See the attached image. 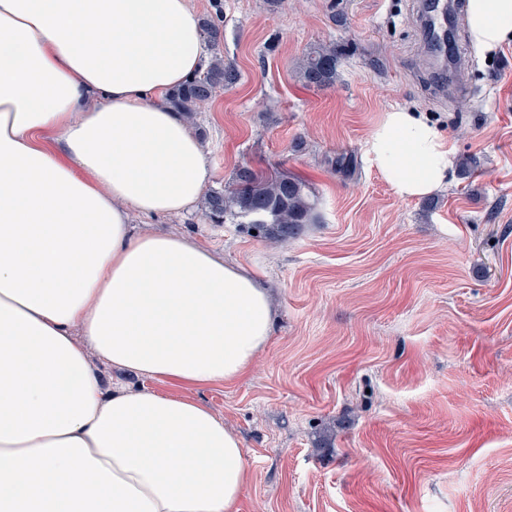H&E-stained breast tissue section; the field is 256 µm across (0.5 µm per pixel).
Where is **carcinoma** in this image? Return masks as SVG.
Masks as SVG:
<instances>
[{
    "mask_svg": "<svg viewBox=\"0 0 512 512\" xmlns=\"http://www.w3.org/2000/svg\"><path fill=\"white\" fill-rule=\"evenodd\" d=\"M214 12L202 18L212 56L193 78L166 94L169 107L189 121L224 87L237 80L233 63L220 50L224 11L221 0H213ZM341 51L332 42L313 48L303 63L307 81L319 87L336 81ZM204 215L214 224L242 217L259 236L285 244L297 238L305 226L318 223L317 203L305 180L288 173L266 174L247 166L235 175V187L226 192L211 190L204 196Z\"/></svg>",
    "mask_w": 512,
    "mask_h": 512,
    "instance_id": "obj_1",
    "label": "carcinoma"
}]
</instances>
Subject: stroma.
<instances>
[{
    "label": "stroma",
    "mask_w": 512,
    "mask_h": 512,
    "mask_svg": "<svg viewBox=\"0 0 512 512\" xmlns=\"http://www.w3.org/2000/svg\"><path fill=\"white\" fill-rule=\"evenodd\" d=\"M237 81L198 112L208 187L238 168L304 179L319 221L285 244L201 207L136 218L271 288L273 334L241 380L181 395L223 418L251 471L240 512H512V42L477 56L456 32L455 93L426 63L421 0H223ZM342 48L318 87L303 56ZM411 106L457 162L404 199L367 139Z\"/></svg>",
    "instance_id": "1"
}]
</instances>
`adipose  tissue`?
<instances>
[{"label":"adipose tissue","mask_w":512,"mask_h":512,"mask_svg":"<svg viewBox=\"0 0 512 512\" xmlns=\"http://www.w3.org/2000/svg\"><path fill=\"white\" fill-rule=\"evenodd\" d=\"M468 30L495 51L512 0H468ZM201 42L191 0H0V512H239L250 469L223 419L107 388L85 353L200 387L244 377L271 335V294L247 271L131 231L209 181L164 101ZM368 147L399 197L448 181V144L413 109L385 113Z\"/></svg>","instance_id":"ef3b65f1"}]
</instances>
